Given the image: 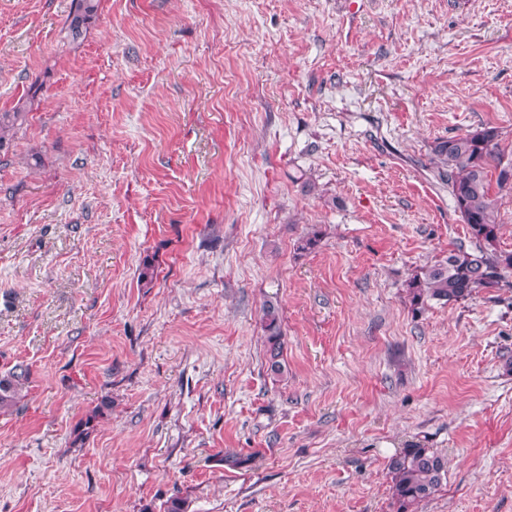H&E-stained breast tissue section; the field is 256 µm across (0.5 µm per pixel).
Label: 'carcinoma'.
<instances>
[{
	"mask_svg": "<svg viewBox=\"0 0 512 512\" xmlns=\"http://www.w3.org/2000/svg\"><path fill=\"white\" fill-rule=\"evenodd\" d=\"M69 29L77 37L99 16L100 0H73ZM20 109L0 113V147L22 125ZM498 128L485 125L475 131L438 139L431 146L430 162L439 180L448 185L456 208L467 225L470 246L448 251L441 263L421 268L406 284L413 310L429 301L450 305L481 288H496L512 273V252L498 247L501 224L492 185L512 184V162H503ZM268 371L275 378L288 374L283 356L282 319L278 304L268 301L262 309ZM27 380L26 370H12L0 377V409L16 406ZM396 512L415 507L434 496L447 474V461L428 448L412 446L394 455L388 464Z\"/></svg>",
	"mask_w": 512,
	"mask_h": 512,
	"instance_id": "cac0c4a2",
	"label": "carcinoma"
}]
</instances>
